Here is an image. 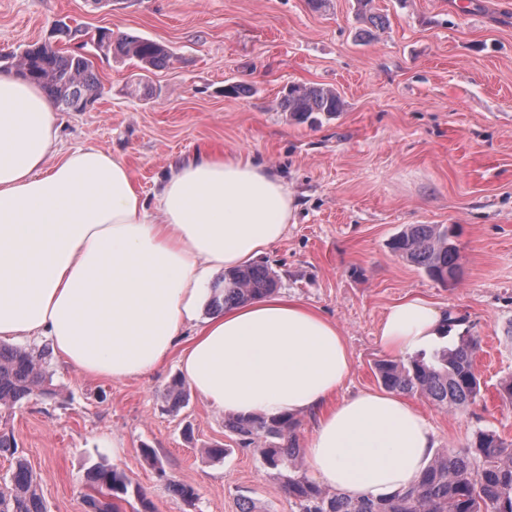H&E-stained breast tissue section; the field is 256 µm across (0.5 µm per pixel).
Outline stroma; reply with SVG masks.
<instances>
[{"label": "stroma", "mask_w": 512, "mask_h": 512, "mask_svg": "<svg viewBox=\"0 0 512 512\" xmlns=\"http://www.w3.org/2000/svg\"><path fill=\"white\" fill-rule=\"evenodd\" d=\"M384 28L365 35L357 0H0V52L44 40L73 52L59 23L95 34L134 35L170 47L150 73L152 94L132 96L129 63L93 52L102 94L86 111L59 110L64 148L95 146L124 158L140 190L159 192L173 168L204 150L252 158L288 185L298 208L285 238L258 261L279 290L317 309L341 331L350 395L379 389L387 358L377 336L386 310L420 296L460 321L439 338L478 337L481 393L463 411L411 403L442 449L467 447L477 431L512 441V0H373ZM292 85L329 87L343 112L298 122L278 103ZM411 224L455 229L461 269L441 283L395 255L391 239ZM57 390L0 415L17 453L41 480L48 512H87L95 463L124 473L142 497L123 512H295L260 458L239 449L224 413L198 394L171 410L165 399L177 356L155 372L114 381L59 359ZM123 447H113V439ZM228 448L217 461L207 448ZM153 449L160 466L144 449ZM191 485L183 501L173 482Z\"/></svg>", "instance_id": "stroma-1"}]
</instances>
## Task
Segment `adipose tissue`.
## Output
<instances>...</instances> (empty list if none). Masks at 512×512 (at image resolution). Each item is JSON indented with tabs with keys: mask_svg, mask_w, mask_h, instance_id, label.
I'll return each instance as SVG.
<instances>
[{
	"mask_svg": "<svg viewBox=\"0 0 512 512\" xmlns=\"http://www.w3.org/2000/svg\"><path fill=\"white\" fill-rule=\"evenodd\" d=\"M296 201L264 165L202 152L147 199L123 158L62 149L40 87L0 71V340L47 338L66 365L123 380L179 351L189 388L219 412L318 425L309 471L356 499L408 489L433 458L435 432L403 397L339 391L351 359L336 325L284 293L201 323L179 345L218 269L251 262L285 236ZM446 316L421 297L379 328L393 354L428 347Z\"/></svg>",
	"mask_w": 512,
	"mask_h": 512,
	"instance_id": "obj_1",
	"label": "adipose tissue"
}]
</instances>
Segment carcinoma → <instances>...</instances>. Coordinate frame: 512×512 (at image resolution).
Listing matches in <instances>:
<instances>
[{"instance_id":"obj_1","label":"carcinoma","mask_w":512,"mask_h":512,"mask_svg":"<svg viewBox=\"0 0 512 512\" xmlns=\"http://www.w3.org/2000/svg\"><path fill=\"white\" fill-rule=\"evenodd\" d=\"M90 41L96 49L145 72L165 66L173 57L165 44L139 36L114 38L100 31ZM0 62L41 85L56 106L67 110L85 109L100 94L93 61L84 52L65 53L44 42L1 53ZM279 106L304 122L314 114L329 118L342 111L344 103L332 89L294 86ZM392 249L436 281L447 283L459 274V248L442 225L410 224L393 239ZM276 288L271 270L251 264L224 273L223 285L212 289L210 303L216 308L243 304ZM478 349L477 337L463 335L456 347L433 362L420 359L405 365L383 359L376 364V375L389 391L419 394L442 409L464 411L481 392L474 367ZM50 356L46 346L36 353L0 343V411H10L32 395L52 394ZM296 427L297 420L286 416L225 418V428L238 444L255 448L264 467L282 480L297 512H512V442L492 431H478L467 448L436 452L409 489L379 499L353 500L294 474L301 459ZM0 454L11 458L10 474L0 483V512H47L40 479L25 458L15 455L14 442L4 433ZM88 478L96 492L87 500L88 512H119L117 500L129 494L142 498L139 488H131L127 477L111 466H93Z\"/></svg>"}]
</instances>
